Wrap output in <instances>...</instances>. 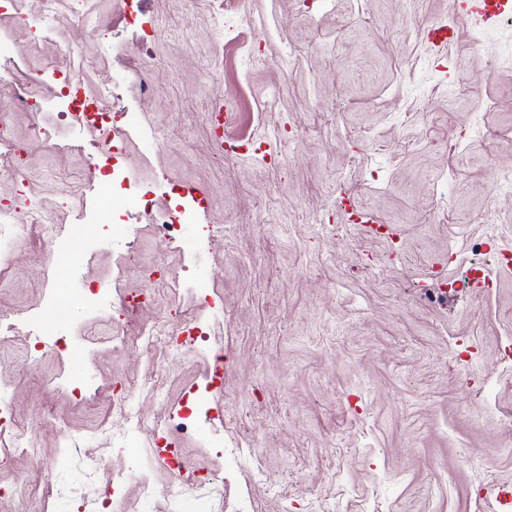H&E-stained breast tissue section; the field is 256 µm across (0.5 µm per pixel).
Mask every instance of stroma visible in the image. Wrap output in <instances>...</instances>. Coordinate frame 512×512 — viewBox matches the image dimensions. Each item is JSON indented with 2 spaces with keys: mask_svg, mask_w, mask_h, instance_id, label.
<instances>
[{
  "mask_svg": "<svg viewBox=\"0 0 512 512\" xmlns=\"http://www.w3.org/2000/svg\"><path fill=\"white\" fill-rule=\"evenodd\" d=\"M459 0H9L42 36L0 56V74L35 77L12 120L24 147L21 181H0V206L38 198L63 234L57 254L21 241L7 251L0 312V385L32 426L42 463L15 455L0 469V512H171L172 473L146 456L142 430L115 447L100 425L129 379L145 420L194 414L179 454L224 483V512H512V273L495 250L512 236V25L480 29ZM451 39L437 51L435 23ZM79 47L77 58L67 55ZM76 72L80 94L114 90L133 129L119 153L42 104ZM228 104L230 156L208 115ZM53 132L33 133L35 116ZM463 149L449 155L453 140ZM182 185L207 189L199 207ZM183 225L168 248L143 216ZM495 223H484L486 213ZM102 239L79 260L85 229ZM164 264L192 278L195 296L153 287ZM442 265L454 282L431 279ZM492 287L478 288L480 273ZM118 282L153 294L137 325L215 308L210 342L224 356L221 388L197 385L213 361L127 342L114 309L67 305L76 287ZM74 349L30 350L43 332ZM84 437L94 478L64 446ZM147 467L143 498L130 472ZM260 479H253V471ZM71 494L48 498L47 483ZM22 483L25 494L12 490Z\"/></svg>",
  "mask_w": 512,
  "mask_h": 512,
  "instance_id": "35a3bbf8",
  "label": "stroma"
}]
</instances>
